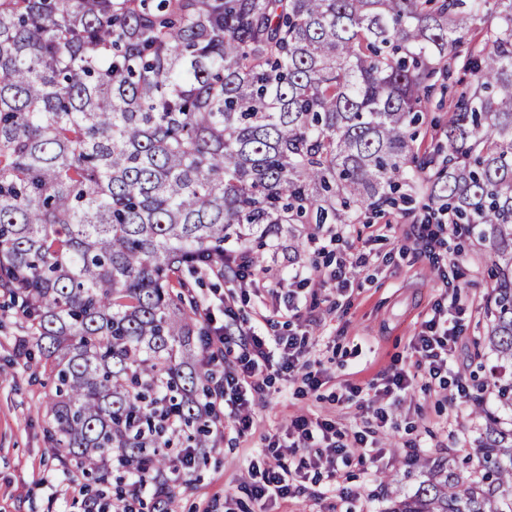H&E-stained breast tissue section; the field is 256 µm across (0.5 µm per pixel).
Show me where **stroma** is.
<instances>
[{"mask_svg":"<svg viewBox=\"0 0 512 512\" xmlns=\"http://www.w3.org/2000/svg\"><path fill=\"white\" fill-rule=\"evenodd\" d=\"M448 90H437L418 133L421 151L431 152L444 139L439 132L448 119ZM414 214L391 212L369 224L305 226L284 229L276 246L264 248L256 283L240 285L233 277L205 274L196 290L215 325L224 326L233 342L265 308L277 306L279 322H291L306 335L305 369L287 375L269 372L265 391L254 408L256 426L245 435L222 429L213 447L195 468L183 473L166 503L168 512H258L243 492L251 465H262L266 438L288 445V431L298 417L328 418L348 430L374 425L373 411L385 408L392 426L378 436L385 454L378 463L336 461L344 485L328 480L306 482L295 497L272 512H386L393 496L413 491L423 479L424 464L452 458L466 471L480 468L478 439L484 420L481 409L497 410L495 389L488 380L497 366L495 354L480 338L487 323L486 303L494 286L485 252L450 226L436 225L432 244L422 242ZM367 252L352 287L319 290L301 303V317L289 320L283 284L295 274L317 280L335 267L349 247ZM452 289H445L444 281ZM448 309L466 307L465 331L454 352L453 373L461 376L469 399L449 415L417 376L400 397L375 395L395 368L409 363L410 341L435 301ZM235 315H224L225 306ZM19 315L0 294V512H83V496L61 471L44 443L45 413L41 404L52 387L40 364L16 366L12 336ZM320 375L311 390L307 372ZM360 396L349 397L350 387Z\"/></svg>","mask_w":512,"mask_h":512,"instance_id":"stroma-1","label":"stroma"}]
</instances>
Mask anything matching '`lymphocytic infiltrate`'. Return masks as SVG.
I'll list each match as a JSON object with an SVG mask.
<instances>
[{
    "label": "lymphocytic infiltrate",
    "mask_w": 512,
    "mask_h": 512,
    "mask_svg": "<svg viewBox=\"0 0 512 512\" xmlns=\"http://www.w3.org/2000/svg\"><path fill=\"white\" fill-rule=\"evenodd\" d=\"M271 319L250 327L242 336V352L234 363L219 358V349L229 342L223 328H213L209 338L210 350L203 361L204 367L216 378L218 387L211 399L210 410L216 418L231 417L237 433L252 429L255 424L252 405L255 394L265 384L264 369L276 368L283 373L300 370L304 356V337L296 334H270ZM461 331L460 319L435 305L420 331L411 339L413 359L409 368H402L389 376L381 390L385 396H400L409 391L416 372H423L431 380L454 387L458 397H465L467 388L452 374L449 362ZM295 435L291 450L317 444V456H349L378 461L383 451L378 448L372 432L356 431L345 435L335 422L328 419L296 418L292 423ZM268 462L258 481L247 488L248 495L257 502L267 503L288 498L301 473L300 466L286 460L278 442H270L266 449Z\"/></svg>",
    "instance_id": "1"
}]
</instances>
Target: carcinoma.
<instances>
[{
	"label": "carcinoma",
	"mask_w": 512,
	"mask_h": 512,
	"mask_svg": "<svg viewBox=\"0 0 512 512\" xmlns=\"http://www.w3.org/2000/svg\"><path fill=\"white\" fill-rule=\"evenodd\" d=\"M456 70L448 153L422 155ZM421 181L488 246L484 341L512 365V0H0V290L18 362L54 377L62 469L168 483L214 425L187 276L235 277L280 225L360 224ZM483 419L478 475L437 461L388 512H512V427ZM448 89H439L435 92L426 114V122L419 130L417 145H420L421 154L425 151L433 152L437 145L443 144L447 152V141L439 136L440 129L448 119V99L451 98L453 91Z\"/></svg>",
	"instance_id": "obj_1"
}]
</instances>
